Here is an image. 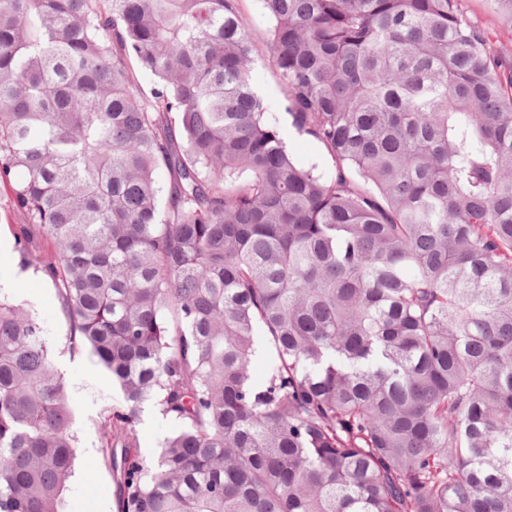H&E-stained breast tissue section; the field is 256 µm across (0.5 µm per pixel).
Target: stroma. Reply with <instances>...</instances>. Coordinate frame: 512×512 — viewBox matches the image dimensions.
<instances>
[{
    "mask_svg": "<svg viewBox=\"0 0 512 512\" xmlns=\"http://www.w3.org/2000/svg\"><path fill=\"white\" fill-rule=\"evenodd\" d=\"M242 8L251 22L255 48L253 80L265 97L289 152L301 166L318 174L329 173L335 162L326 148L299 133L279 107L282 86L266 57L270 21L261 0H242ZM459 9L484 32L489 47L512 62V24L497 11L494 0H459ZM19 222L9 206L7 192L0 189V250L10 253L9 263H0V295L27 303L41 320L75 409L72 434L78 459L64 496V512H119L120 476L113 471L105 451L102 422L117 405L120 392L90 349L71 343L57 288L32 271L22 270L14 239ZM178 427V422L163 416L155 403H146L137 426L139 453L146 458L154 457L162 440Z\"/></svg>",
    "mask_w": 512,
    "mask_h": 512,
    "instance_id": "obj_1",
    "label": "stroma"
}]
</instances>
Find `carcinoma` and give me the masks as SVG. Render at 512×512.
Listing matches in <instances>:
<instances>
[{
  "mask_svg": "<svg viewBox=\"0 0 512 512\" xmlns=\"http://www.w3.org/2000/svg\"><path fill=\"white\" fill-rule=\"evenodd\" d=\"M458 2L262 0L316 175L240 0H0V184L120 389V512H512V64ZM71 422L0 298V512H62ZM242 8L251 22V36L255 48L253 80L268 102L270 115L276 120L275 125L289 152L301 166L314 168V173H329L334 169L335 161L326 148L312 137L299 133L291 125L290 117L279 108L282 86L266 57V36L270 21L264 13L262 2L243 0ZM179 423L162 415L154 402L145 404L137 425V449L146 458H153L162 440L174 433Z\"/></svg>",
  "mask_w": 512,
  "mask_h": 512,
  "instance_id": "cac0c4a2",
  "label": "carcinoma"
}]
</instances>
